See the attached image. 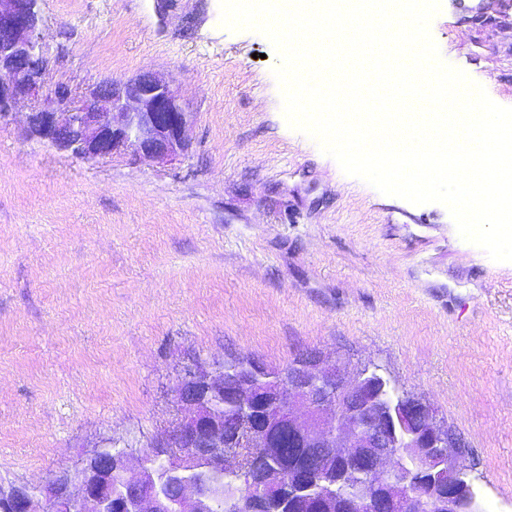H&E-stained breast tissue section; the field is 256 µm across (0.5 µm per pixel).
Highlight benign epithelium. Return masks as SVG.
I'll return each mask as SVG.
<instances>
[{
	"label": "benign epithelium",
	"mask_w": 512,
	"mask_h": 512,
	"mask_svg": "<svg viewBox=\"0 0 512 512\" xmlns=\"http://www.w3.org/2000/svg\"><path fill=\"white\" fill-rule=\"evenodd\" d=\"M38 0H0V117L33 95L45 66L37 33ZM56 109L28 115L31 134L96 159L128 152L170 162L187 148L192 112L161 77L146 72L106 80L76 99L54 91ZM377 371L353 380L339 364L305 358L286 368L243 366L237 414L224 415V366L185 372L177 399L188 414L169 434L133 456L99 451L63 481L42 488L0 489V512H215L240 502L224 475L241 471V455L224 450V428L247 423V448L288 433L303 445L298 465L269 486L288 483V512H481L457 462L466 441L438 424L434 408L404 393L396 402L371 391ZM357 474L336 476V461Z\"/></svg>",
	"instance_id": "1"
}]
</instances>
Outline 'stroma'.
<instances>
[{"instance_id":"35a3bbf8","label":"stroma","mask_w":512,"mask_h":512,"mask_svg":"<svg viewBox=\"0 0 512 512\" xmlns=\"http://www.w3.org/2000/svg\"><path fill=\"white\" fill-rule=\"evenodd\" d=\"M479 7L496 25L474 24ZM39 13V91L0 120V486L149 448L184 413L188 367L313 355L430 403L468 444L482 512H512V262L290 128L271 41L225 27L220 0ZM430 33L512 107V0H441ZM145 72L192 114L177 160L85 159L29 134L56 87Z\"/></svg>"}]
</instances>
